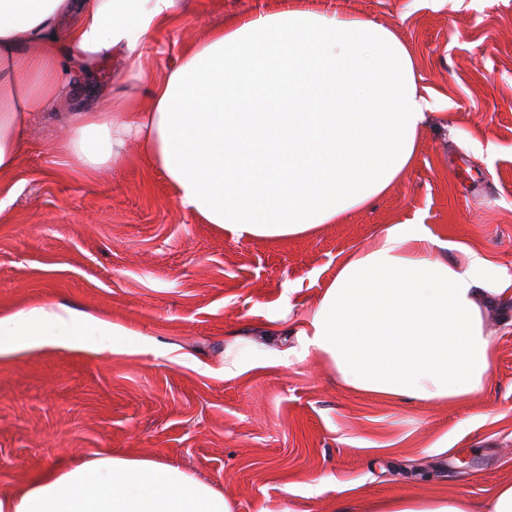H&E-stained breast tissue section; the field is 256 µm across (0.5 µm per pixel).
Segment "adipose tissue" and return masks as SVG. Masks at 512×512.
Segmentation results:
<instances>
[{
  "mask_svg": "<svg viewBox=\"0 0 512 512\" xmlns=\"http://www.w3.org/2000/svg\"><path fill=\"white\" fill-rule=\"evenodd\" d=\"M192 0H0V185L27 149L33 113L65 103L55 144L69 171L120 169L134 145L201 223L281 239L382 196L414 162L430 104L407 46L384 25L307 0L233 18L184 46L162 76L136 52ZM123 58L109 99L75 103L60 68ZM455 251L448 260L446 251ZM512 270L424 224H387L343 262L296 334L305 356L351 389L391 402L461 401L490 373V301ZM121 325L65 305L0 312V356L42 346L127 352ZM0 512H231L177 467L124 455L50 468ZM361 512H512V481L486 505L395 498Z\"/></svg>",
  "mask_w": 512,
  "mask_h": 512,
  "instance_id": "adipose-tissue-1",
  "label": "adipose tissue"
}]
</instances>
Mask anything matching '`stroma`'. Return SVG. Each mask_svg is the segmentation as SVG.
<instances>
[{
	"label": "stroma",
	"mask_w": 512,
	"mask_h": 512,
	"mask_svg": "<svg viewBox=\"0 0 512 512\" xmlns=\"http://www.w3.org/2000/svg\"><path fill=\"white\" fill-rule=\"evenodd\" d=\"M391 28L433 112L413 165L344 223L278 240L197 223L136 154L89 182L53 176L65 112L40 113L0 204V311L64 304L131 333L122 354L0 358V497L54 464L124 454L180 467L232 512H359L397 497L486 501L512 480V301L488 307L492 373L461 403L388 402L301 358L293 323L383 225H429L512 268V0H318ZM274 0H195L143 48ZM235 357L242 374L224 372ZM319 495H309V487Z\"/></svg>",
	"instance_id": "1"
}]
</instances>
